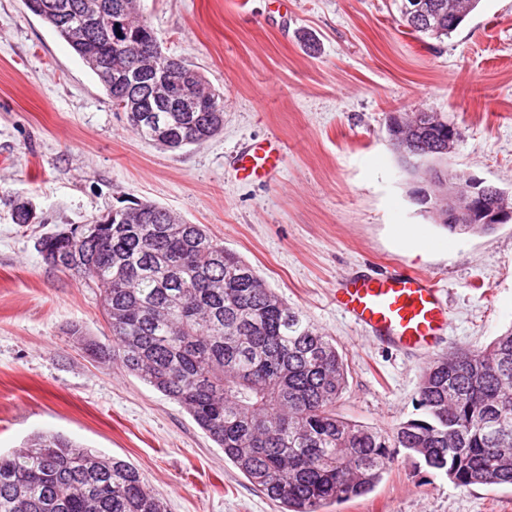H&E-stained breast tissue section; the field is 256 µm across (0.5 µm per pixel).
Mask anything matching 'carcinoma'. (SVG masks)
Wrapping results in <instances>:
<instances>
[{"label": "carcinoma", "mask_w": 512, "mask_h": 512, "mask_svg": "<svg viewBox=\"0 0 512 512\" xmlns=\"http://www.w3.org/2000/svg\"><path fill=\"white\" fill-rule=\"evenodd\" d=\"M439 11L411 31L451 36L481 0H435ZM97 77L131 131L168 150L201 144L224 127V98L214 109L204 76L178 58L183 78L173 99L196 95V110L166 111L113 74L134 50L159 42L140 0H25ZM121 12L138 24L117 33ZM395 133L404 171L429 149L443 159L448 117L398 112ZM14 221L33 222L30 203L13 205ZM451 233L488 234L490 224H449ZM42 257L65 254L77 275L99 290L108 342L69 334L92 356L137 376L191 415L224 459L281 512H323L331 503L367 496L400 450L460 486L512 487V328L481 349L433 357L418 383V415L380 430L336 414L348 371L333 338L268 288L255 268L211 235L149 200L109 210L79 229L38 241ZM0 512H163L132 463L104 456L59 434L41 433L0 454Z\"/></svg>", "instance_id": "obj_1"}]
</instances>
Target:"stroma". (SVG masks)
I'll use <instances>...</instances> for the list:
<instances>
[{
  "mask_svg": "<svg viewBox=\"0 0 512 512\" xmlns=\"http://www.w3.org/2000/svg\"><path fill=\"white\" fill-rule=\"evenodd\" d=\"M141 0L164 51L224 96V128L170 151L139 139L95 75L23 0H0V454L41 432L127 460L167 512H279L176 402L89 356L99 293L47 266L42 236L131 199L206 225L269 288L331 336L348 367L341 415L376 428L414 417L429 359L372 343L335 306L355 271L435 276L440 346L480 348L512 326V223L452 234L409 196L388 141L396 112L445 114L451 169L512 191V0H482L450 37L411 34L397 0ZM311 34L316 49L301 37ZM287 148L267 184L236 179L240 143ZM32 224H15V200ZM325 512H512V488L458 486L399 456L368 496Z\"/></svg>",
  "mask_w": 512,
  "mask_h": 512,
  "instance_id": "obj_1",
  "label": "stroma"
}]
</instances>
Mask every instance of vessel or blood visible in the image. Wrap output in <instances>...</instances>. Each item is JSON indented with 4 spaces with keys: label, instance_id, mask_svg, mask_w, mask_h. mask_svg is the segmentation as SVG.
Returning <instances> with one entry per match:
<instances>
[{
    "label": "vessel or blood",
    "instance_id": "vessel-or-blood-1",
    "mask_svg": "<svg viewBox=\"0 0 512 512\" xmlns=\"http://www.w3.org/2000/svg\"><path fill=\"white\" fill-rule=\"evenodd\" d=\"M287 147L276 136L242 143L229 164L238 180L268 183L280 173ZM336 305L371 338L403 351H433L448 326V307L433 277L387 272L342 279Z\"/></svg>",
    "mask_w": 512,
    "mask_h": 512
}]
</instances>
